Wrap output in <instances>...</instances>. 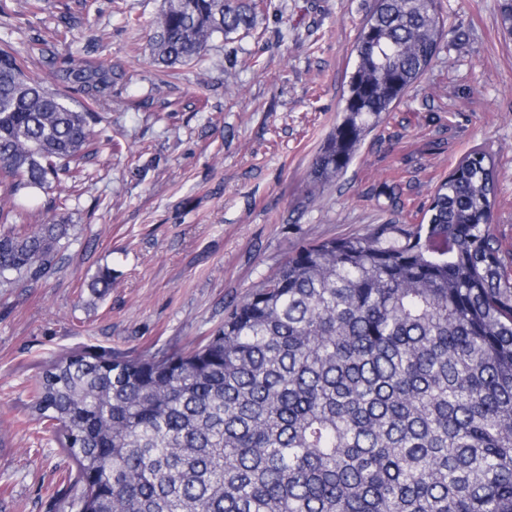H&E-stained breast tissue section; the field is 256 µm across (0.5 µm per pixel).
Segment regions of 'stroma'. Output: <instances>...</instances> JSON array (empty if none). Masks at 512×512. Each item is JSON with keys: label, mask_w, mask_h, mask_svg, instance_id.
I'll return each mask as SVG.
<instances>
[{"label": "stroma", "mask_w": 512, "mask_h": 512, "mask_svg": "<svg viewBox=\"0 0 512 512\" xmlns=\"http://www.w3.org/2000/svg\"><path fill=\"white\" fill-rule=\"evenodd\" d=\"M373 4L273 0L252 35L216 39L203 64L165 79L149 55L164 0H124L141 20L133 31L112 0H96L73 30V51L119 75L98 127L112 146L77 177L57 271L0 288V512H61L75 477L29 415L46 362L192 350L294 250L386 224L415 230L472 152L493 157L491 233L512 259V37L500 0H441L445 27L427 71L342 173L315 182ZM103 269L112 286L92 292Z\"/></svg>", "instance_id": "35a3bbf8"}]
</instances>
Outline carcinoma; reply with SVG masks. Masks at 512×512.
Returning <instances> with one entry per match:
<instances>
[{
	"mask_svg": "<svg viewBox=\"0 0 512 512\" xmlns=\"http://www.w3.org/2000/svg\"><path fill=\"white\" fill-rule=\"evenodd\" d=\"M271 6L165 0L152 60L198 65ZM91 7L63 4L53 43L0 37V288L53 274L70 229L54 190L109 145L95 127L115 74L67 42ZM444 24L439 0H375L315 180L350 164ZM27 191L48 195L52 217L6 205ZM495 199L492 156L475 151L437 187L427 223L298 249L188 353L45 364L29 410L76 466L63 508L512 512V262L490 234Z\"/></svg>",
	"mask_w": 512,
	"mask_h": 512,
	"instance_id": "obj_1",
	"label": "carcinoma"
}]
</instances>
